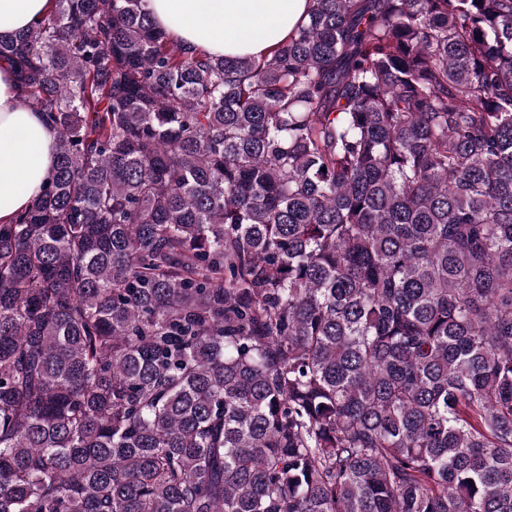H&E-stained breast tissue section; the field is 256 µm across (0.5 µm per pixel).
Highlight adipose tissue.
<instances>
[{
    "label": "adipose tissue",
    "mask_w": 512,
    "mask_h": 512,
    "mask_svg": "<svg viewBox=\"0 0 512 512\" xmlns=\"http://www.w3.org/2000/svg\"><path fill=\"white\" fill-rule=\"evenodd\" d=\"M310 0H146L172 40L212 55L262 59L308 18ZM49 0H0V33L25 29ZM56 133L20 105L13 73L0 62V224L24 212L55 165Z\"/></svg>",
    "instance_id": "ef3b65f1"
}]
</instances>
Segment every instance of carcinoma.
<instances>
[{"instance_id": "1", "label": "carcinoma", "mask_w": 512, "mask_h": 512, "mask_svg": "<svg viewBox=\"0 0 512 512\" xmlns=\"http://www.w3.org/2000/svg\"><path fill=\"white\" fill-rule=\"evenodd\" d=\"M57 132L0 224V512H512V0H145L0 34ZM309 0H146L172 40L211 55L267 57L308 18Z\"/></svg>"}]
</instances>
